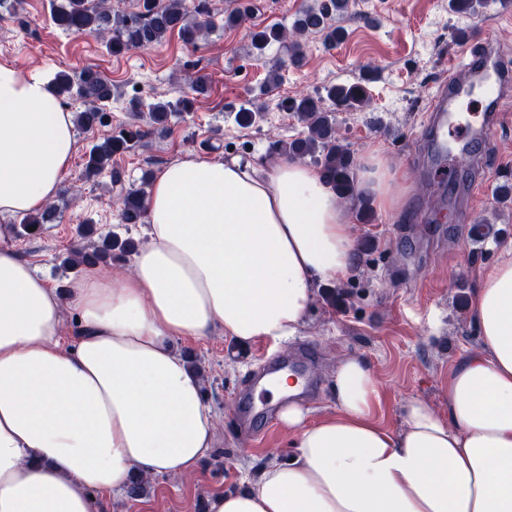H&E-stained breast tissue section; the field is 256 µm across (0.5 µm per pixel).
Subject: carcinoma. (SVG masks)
<instances>
[{
	"instance_id": "carcinoma-1",
	"label": "carcinoma",
	"mask_w": 512,
	"mask_h": 512,
	"mask_svg": "<svg viewBox=\"0 0 512 512\" xmlns=\"http://www.w3.org/2000/svg\"><path fill=\"white\" fill-rule=\"evenodd\" d=\"M448 6L455 13L474 16L484 6V0H448ZM350 7L351 0H317L299 13L289 30L271 26L252 32V45L261 53L273 43L283 44L288 47L291 61L298 62L303 55L301 39L306 36L319 35L330 46L344 41L346 31L336 24V20L348 14ZM251 11V0H241L234 10L225 15L211 13L205 0L197 4L192 0H137V11L133 13L112 12L109 0H62L50 4V18L55 25L101 38L107 51L113 55L131 48L150 47L174 32L179 33L185 43L193 45L205 32L238 26ZM371 74L369 70L351 84L331 88L328 98L351 107L363 106L369 101L367 83ZM51 87L60 100L65 97L83 100L85 109L74 116L77 128L91 129L104 124L109 118L105 101L111 98V89L93 69L86 68L76 77L59 72L52 79ZM194 105L193 99L159 101L148 105L133 100L131 110L137 119L152 125L164 123L172 113L187 111ZM286 108L306 123L308 133L304 137L278 143L277 149L291 157L312 158L335 188L339 199H353L356 196L353 156L338 138L335 122L323 108L322 99L302 96L289 100ZM260 118L261 111L256 107H242L235 114L237 124L243 127ZM147 134L148 131L136 125L93 144L85 154L84 178L89 181L102 175L112 166L113 157L128 150ZM110 177L112 185L118 187L122 223H143L144 200L153 172L145 171L140 186L128 189L121 186L118 172L110 173ZM55 219L56 208L49 204L22 219L19 236H37L43 225ZM94 233L93 221L86 220L78 225V235L87 245L72 250L63 260L64 266L77 268L108 264L114 257H127L137 250L138 242L130 236L100 235L94 240Z\"/></svg>"
}]
</instances>
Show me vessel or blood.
Wrapping results in <instances>:
<instances>
[{"mask_svg": "<svg viewBox=\"0 0 512 512\" xmlns=\"http://www.w3.org/2000/svg\"><path fill=\"white\" fill-rule=\"evenodd\" d=\"M510 92L512 59L501 55L489 41L479 47L461 43L459 57L448 69V84L435 99L429 116L435 153L442 158L452 149L467 155L476 154L487 142L491 129L501 123L503 115L498 109L499 100ZM477 94L485 100V111L482 122L473 123L466 119L461 105ZM280 366V360L275 359L249 374L240 397L237 429L241 435L252 436L258 418L263 414L254 401L255 386Z\"/></svg>", "mask_w": 512, "mask_h": 512, "instance_id": "obj_1", "label": "vessel or blood"}]
</instances>
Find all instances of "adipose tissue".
I'll list each match as a JSON object with an SVG mask.
<instances>
[{"mask_svg":"<svg viewBox=\"0 0 512 512\" xmlns=\"http://www.w3.org/2000/svg\"><path fill=\"white\" fill-rule=\"evenodd\" d=\"M74 115L47 82L0 64V214L56 196ZM381 151L361 163L363 195L402 200ZM147 242L128 270L89 265L60 296L0 225V512H97L94 493L133 473L190 477L216 439L200 376L173 343L215 330L239 344L293 335L316 286L351 272L347 208L319 168L195 155L161 167L145 199ZM77 339H62L65 312ZM471 316L483 350L448 371V415L404 408L393 434L358 359L336 367V413H279L292 457L208 512H512V246L480 279Z\"/></svg>","mask_w":512,"mask_h":512,"instance_id":"1","label":"adipose tissue"}]
</instances>
